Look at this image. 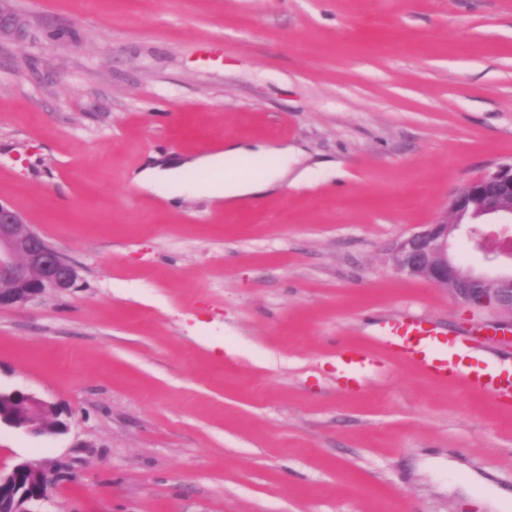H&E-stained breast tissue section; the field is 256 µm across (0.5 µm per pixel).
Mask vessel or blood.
Wrapping results in <instances>:
<instances>
[{"label": "vessel or blood", "instance_id": "obj_1", "mask_svg": "<svg viewBox=\"0 0 512 512\" xmlns=\"http://www.w3.org/2000/svg\"><path fill=\"white\" fill-rule=\"evenodd\" d=\"M383 333L392 345L415 358L440 380L454 384L468 380L497 398H512V373L504 377L493 373L472 375L462 369L458 357L468 348L465 339L449 338L448 351L443 354L436 350L429 332L423 331L418 324L387 327Z\"/></svg>", "mask_w": 512, "mask_h": 512}]
</instances>
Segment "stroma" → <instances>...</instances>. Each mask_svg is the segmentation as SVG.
I'll list each match as a JSON object with an SVG mask.
<instances>
[{"instance_id":"obj_1","label":"stroma","mask_w":512,"mask_h":512,"mask_svg":"<svg viewBox=\"0 0 512 512\" xmlns=\"http://www.w3.org/2000/svg\"><path fill=\"white\" fill-rule=\"evenodd\" d=\"M0 201L80 286L0 309V469H58L42 512H487L512 402L392 350L404 318L512 368V315L398 273L392 244L512 162V0H14ZM286 146L295 186L215 205L134 174ZM369 363L342 370L344 355ZM462 471L449 474V460ZM0 399L17 401L12 404V410L8 414H0V425L3 423L36 435H48L59 432L45 418L46 416H51L55 411L54 407L48 402L33 394L19 390L11 392H2L0 390Z\"/></svg>"}]
</instances>
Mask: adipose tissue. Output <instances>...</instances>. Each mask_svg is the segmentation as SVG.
Returning <instances> with one entry per match:
<instances>
[{
  "instance_id": "obj_1",
  "label": "adipose tissue",
  "mask_w": 512,
  "mask_h": 512,
  "mask_svg": "<svg viewBox=\"0 0 512 512\" xmlns=\"http://www.w3.org/2000/svg\"><path fill=\"white\" fill-rule=\"evenodd\" d=\"M257 157L267 160L263 174L257 178L243 177L239 174V164L249 162ZM210 174L211 179L206 187V194L214 200L228 201L243 196H252L266 191L268 188L283 183L289 172L288 148L250 149L237 145H229L221 153H201L181 166L165 171L147 170L140 173L136 181L148 191H156L162 184L179 185L183 191L196 192L197 173Z\"/></svg>"
}]
</instances>
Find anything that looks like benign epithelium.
I'll use <instances>...</instances> for the list:
<instances>
[{
    "instance_id": "benign-epithelium-1",
    "label": "benign epithelium",
    "mask_w": 512,
    "mask_h": 512,
    "mask_svg": "<svg viewBox=\"0 0 512 512\" xmlns=\"http://www.w3.org/2000/svg\"><path fill=\"white\" fill-rule=\"evenodd\" d=\"M23 22L0 0V39L21 34ZM443 216L401 239L393 248L397 271L444 288L461 303L512 313V272L494 276L476 273L449 252V239L467 224H512V163L456 188ZM491 261H512V248L485 233L473 238ZM78 267L37 232L26 217L0 202V308L23 306L47 294H66L77 287ZM12 410L0 414V424L36 435L57 433L48 421L54 407L19 390L0 391ZM58 480L54 468L18 464L0 471V512H31L44 501Z\"/></svg>"
}]
</instances>
